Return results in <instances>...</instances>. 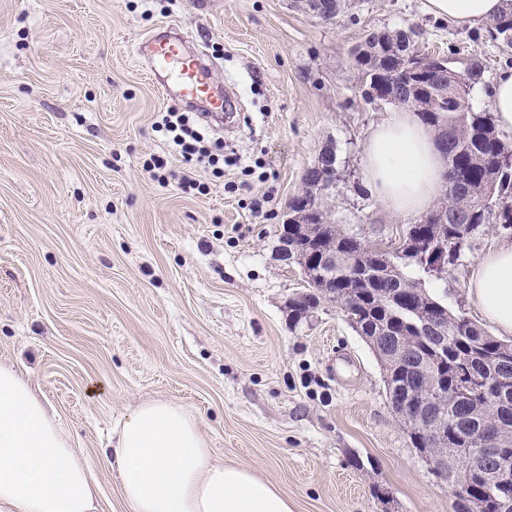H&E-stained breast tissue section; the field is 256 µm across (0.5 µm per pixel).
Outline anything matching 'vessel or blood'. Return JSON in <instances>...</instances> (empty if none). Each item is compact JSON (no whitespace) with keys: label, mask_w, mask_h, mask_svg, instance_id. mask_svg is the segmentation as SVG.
Instances as JSON below:
<instances>
[{"label":"vessel or blood","mask_w":512,"mask_h":512,"mask_svg":"<svg viewBox=\"0 0 512 512\" xmlns=\"http://www.w3.org/2000/svg\"><path fill=\"white\" fill-rule=\"evenodd\" d=\"M136 53L166 99L200 103L209 113L223 111L225 98L213 92L202 58L187 55L181 39L167 29H158L140 42Z\"/></svg>","instance_id":"b4317fda"}]
</instances>
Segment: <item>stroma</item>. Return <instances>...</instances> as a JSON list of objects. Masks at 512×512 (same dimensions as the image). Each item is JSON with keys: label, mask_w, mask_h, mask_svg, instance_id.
Wrapping results in <instances>:
<instances>
[{"label": "stroma", "mask_w": 512, "mask_h": 512, "mask_svg": "<svg viewBox=\"0 0 512 512\" xmlns=\"http://www.w3.org/2000/svg\"><path fill=\"white\" fill-rule=\"evenodd\" d=\"M162 25L205 51L214 91L232 87L242 108L234 130L211 129L223 177L153 129L171 103L133 49ZM409 28L423 51L481 54L484 83L512 64L425 0H355L330 22L293 0H0V364L34 384L87 461L97 512H129L105 451L150 400L188 408L216 460L275 483L296 512H454L339 309L291 326L304 281L279 253L288 205L328 147L343 172L332 221L385 250L406 228L355 188L392 107L365 102L353 52L370 31ZM153 155L166 184L143 167ZM237 156L255 169L247 193L226 189ZM188 175L207 192L184 190ZM503 239L480 236L439 282L449 308L478 320L468 278Z\"/></svg>", "instance_id": "35a3bbf8"}]
</instances>
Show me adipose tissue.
<instances>
[{"mask_svg": "<svg viewBox=\"0 0 512 512\" xmlns=\"http://www.w3.org/2000/svg\"><path fill=\"white\" fill-rule=\"evenodd\" d=\"M502 7L503 0H426L430 15L468 27ZM487 102L500 130L512 133V67L497 72ZM364 171L384 209L406 218L432 207L446 161L433 131L397 109L371 132ZM468 294L486 323L512 335V241L477 262ZM108 454L131 512H295L274 483L247 467L215 462L194 415L173 401L138 407ZM95 494L86 462L30 383L0 366V503L12 512H95Z\"/></svg>", "mask_w": 512, "mask_h": 512, "instance_id": "1", "label": "adipose tissue"}]
</instances>
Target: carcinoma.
Here are the masks:
<instances>
[{
    "label": "carcinoma",
    "instance_id": "carcinoma-1",
    "mask_svg": "<svg viewBox=\"0 0 512 512\" xmlns=\"http://www.w3.org/2000/svg\"><path fill=\"white\" fill-rule=\"evenodd\" d=\"M489 39L512 50V0L485 24ZM361 86L378 100L411 107L432 127L447 158L445 183L427 223L413 225L394 252L381 251L330 222L327 202L312 215L288 205V243L302 248L299 229L325 224L320 247L324 263L309 267L313 284L336 277V304L360 336L375 338L372 346L383 372L390 402L413 393L415 405L430 407L443 399L441 447L432 448L420 433L416 414L403 419L410 444L428 463L448 458V473H434L458 488L455 512H512V473L497 480L499 462L512 458V343L490 335L461 310L448 308L435 284L458 265L465 251L489 230L512 225V147L501 137L489 109L470 102L473 85L484 74V61L443 57L441 73L422 78L421 59L411 53L410 34L397 29L366 39L355 54ZM305 174L310 193L322 175L320 166ZM435 241L448 261L434 267L416 243Z\"/></svg>",
    "mask_w": 512,
    "mask_h": 512
}]
</instances>
